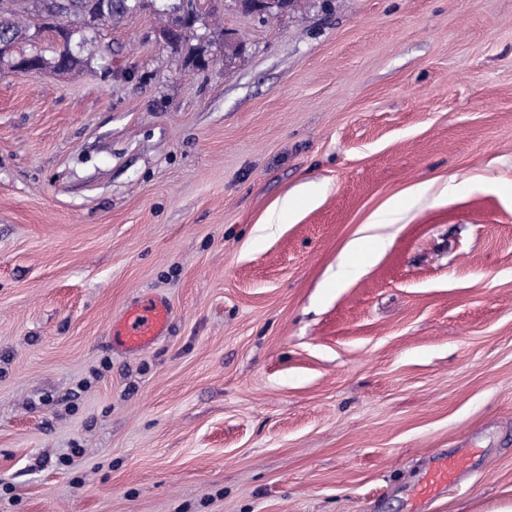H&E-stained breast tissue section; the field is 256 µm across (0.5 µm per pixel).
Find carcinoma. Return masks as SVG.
Here are the masks:
<instances>
[{"mask_svg": "<svg viewBox=\"0 0 512 512\" xmlns=\"http://www.w3.org/2000/svg\"><path fill=\"white\" fill-rule=\"evenodd\" d=\"M140 0H0V60L30 61L34 70L72 71L86 63L87 47L97 39L99 26L119 20L139 7ZM39 30L56 34L52 55L27 51L33 36L29 18Z\"/></svg>", "mask_w": 512, "mask_h": 512, "instance_id": "obj_1", "label": "carcinoma"}]
</instances>
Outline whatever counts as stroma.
Returning a JSON list of instances; mask_svg holds the SVG:
<instances>
[{
	"instance_id": "1",
	"label": "stroma",
	"mask_w": 512,
	"mask_h": 512,
	"mask_svg": "<svg viewBox=\"0 0 512 512\" xmlns=\"http://www.w3.org/2000/svg\"><path fill=\"white\" fill-rule=\"evenodd\" d=\"M165 6L84 70H0V512L511 504L512 0H218L176 48ZM150 295L168 336L113 352ZM292 0H240L241 6L250 12L285 14L291 8ZM318 195V189L308 187L299 195L284 198L278 206L272 209L262 224H280L284 212L288 211L289 214L293 213L299 204H313ZM385 246V239L369 236L349 243L342 255L339 276L357 273L366 262ZM466 467L459 458H440L426 472L418 490L419 504L427 502L448 486L456 484Z\"/></svg>"
}]
</instances>
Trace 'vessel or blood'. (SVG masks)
<instances>
[{
	"label": "vessel or blood",
	"instance_id": "vessel-or-blood-1",
	"mask_svg": "<svg viewBox=\"0 0 512 512\" xmlns=\"http://www.w3.org/2000/svg\"><path fill=\"white\" fill-rule=\"evenodd\" d=\"M170 303L160 297H151L126 307L110 329L113 350L134 355L166 336L171 322ZM466 467L458 458L438 459L426 472L418 490L420 502H427L448 486L456 484Z\"/></svg>",
	"mask_w": 512,
	"mask_h": 512
}]
</instances>
